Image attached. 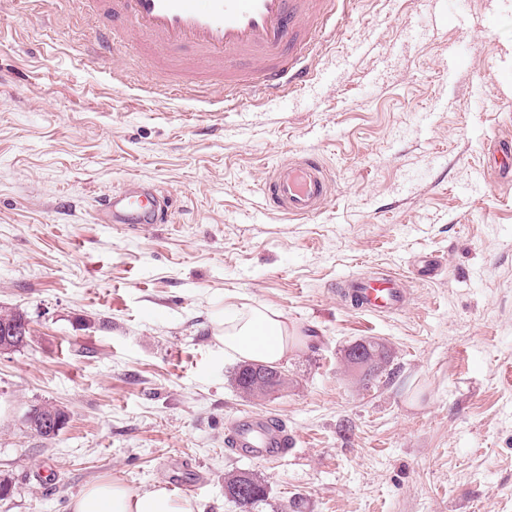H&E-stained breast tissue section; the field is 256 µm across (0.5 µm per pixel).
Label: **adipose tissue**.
I'll return each instance as SVG.
<instances>
[{
    "mask_svg": "<svg viewBox=\"0 0 512 512\" xmlns=\"http://www.w3.org/2000/svg\"><path fill=\"white\" fill-rule=\"evenodd\" d=\"M214 339L225 361H251L276 366L288 359L290 338L281 315L263 307H243L214 323ZM69 508L71 512H195L190 500L165 486L138 491L114 478L88 485Z\"/></svg>",
    "mask_w": 512,
    "mask_h": 512,
    "instance_id": "obj_1",
    "label": "adipose tissue"
}]
</instances>
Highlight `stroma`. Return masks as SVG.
Wrapping results in <instances>:
<instances>
[{"label":"stroma","mask_w":512,"mask_h":512,"mask_svg":"<svg viewBox=\"0 0 512 512\" xmlns=\"http://www.w3.org/2000/svg\"><path fill=\"white\" fill-rule=\"evenodd\" d=\"M481 32L433 0H355L349 23L288 98L214 103L95 0H0V311L31 341L0 356V512H70L107 476L136 490L181 482L199 512H235L224 479L266 485L261 512H512V191L484 177L512 133V0H466ZM109 28L114 60L82 53ZM471 58L454 72L449 49ZM124 84H114L112 61ZM315 153L331 193L303 220L262 193L281 162ZM148 188L169 221L106 224L98 198ZM426 255L446 270L417 276ZM402 275L410 301L371 316L339 285ZM282 314L297 341L287 385L234 383L214 319ZM385 343L390 377L345 362ZM51 404L58 436L25 416ZM242 412L283 420L271 464L224 447Z\"/></svg>","instance_id":"35a3bbf8"}]
</instances>
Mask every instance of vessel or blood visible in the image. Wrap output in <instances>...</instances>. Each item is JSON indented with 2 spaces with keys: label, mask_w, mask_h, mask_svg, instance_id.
<instances>
[{
  "label": "vessel or blood",
  "mask_w": 512,
  "mask_h": 512,
  "mask_svg": "<svg viewBox=\"0 0 512 512\" xmlns=\"http://www.w3.org/2000/svg\"><path fill=\"white\" fill-rule=\"evenodd\" d=\"M111 17L127 18L165 58L193 52L191 65L215 85L237 94L285 95L304 87L313 71L303 47L319 43L337 20L348 19L353 0H106ZM252 68L244 80L238 61ZM330 184L314 156L281 164L264 182L262 192L275 210L294 217L314 215ZM99 214L116 224H154L159 218L151 192L117 191L99 201ZM342 295L361 312L374 315L403 310L409 294L400 276L387 273L349 280ZM293 441L279 419L246 413L225 429L224 445L235 455L276 461Z\"/></svg>",
  "instance_id": "vessel-or-blood-1"
}]
</instances>
